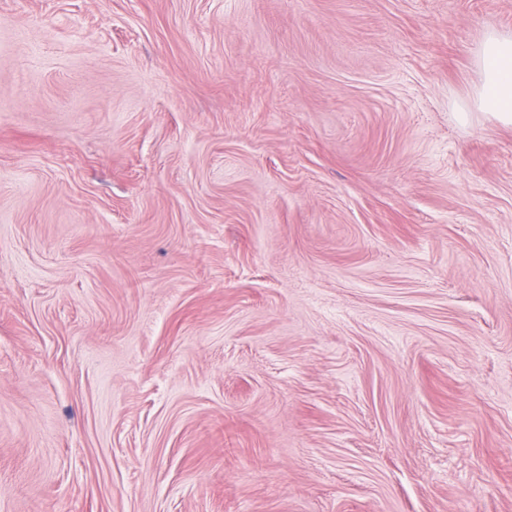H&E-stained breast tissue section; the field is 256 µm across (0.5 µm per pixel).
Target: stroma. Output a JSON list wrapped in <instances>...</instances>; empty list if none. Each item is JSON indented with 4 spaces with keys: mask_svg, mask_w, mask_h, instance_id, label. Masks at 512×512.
I'll list each match as a JSON object with an SVG mask.
<instances>
[{
    "mask_svg": "<svg viewBox=\"0 0 512 512\" xmlns=\"http://www.w3.org/2000/svg\"><path fill=\"white\" fill-rule=\"evenodd\" d=\"M512 0H0V512H512ZM479 84L473 106L503 125H512V35L489 31L478 47Z\"/></svg>",
    "mask_w": 512,
    "mask_h": 512,
    "instance_id": "35a3bbf8",
    "label": "stroma"
}]
</instances>
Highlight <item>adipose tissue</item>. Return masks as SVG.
Segmentation results:
<instances>
[{"label":"adipose tissue","instance_id":"ef3b65f1","mask_svg":"<svg viewBox=\"0 0 512 512\" xmlns=\"http://www.w3.org/2000/svg\"><path fill=\"white\" fill-rule=\"evenodd\" d=\"M479 84L473 106L504 125H512V35L488 32L478 47Z\"/></svg>","mask_w":512,"mask_h":512}]
</instances>
